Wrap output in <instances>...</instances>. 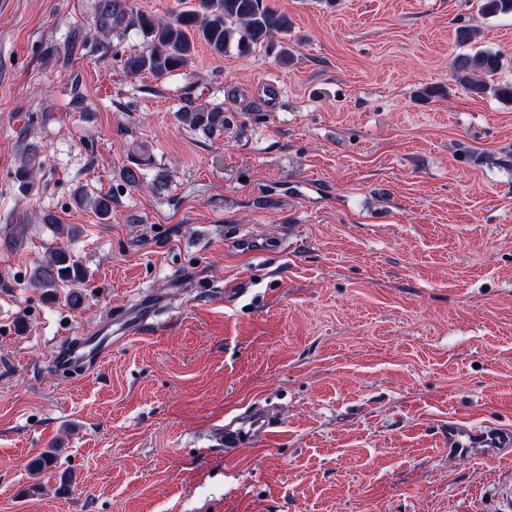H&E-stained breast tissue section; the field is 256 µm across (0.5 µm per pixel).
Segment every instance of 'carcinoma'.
Returning a JSON list of instances; mask_svg holds the SVG:
<instances>
[{
	"mask_svg": "<svg viewBox=\"0 0 512 512\" xmlns=\"http://www.w3.org/2000/svg\"><path fill=\"white\" fill-rule=\"evenodd\" d=\"M482 15L495 17L512 14V0H481ZM127 12L120 4H112L115 24L138 26L143 43L124 60L131 75L145 71L155 78H165L185 68L194 55V40L205 43L214 53L224 55L232 50L243 56L252 52L290 28L288 16L265 0H194L169 21H156L141 15L126 21ZM504 65L503 54L478 50L460 54L453 60L455 80L470 94L480 97L488 93L512 101L511 85L489 83ZM181 123L193 129L210 131L224 126V112L218 109H184L178 114ZM86 273L65 248H57L37 265L31 275L32 285L48 297L64 284L73 285L67 296L69 304L79 307L84 293L78 285L85 283ZM58 449L48 448L33 461V469L46 472L56 467Z\"/></svg>",
	"mask_w": 512,
	"mask_h": 512,
	"instance_id": "cac0c4a2",
	"label": "carcinoma"
}]
</instances>
